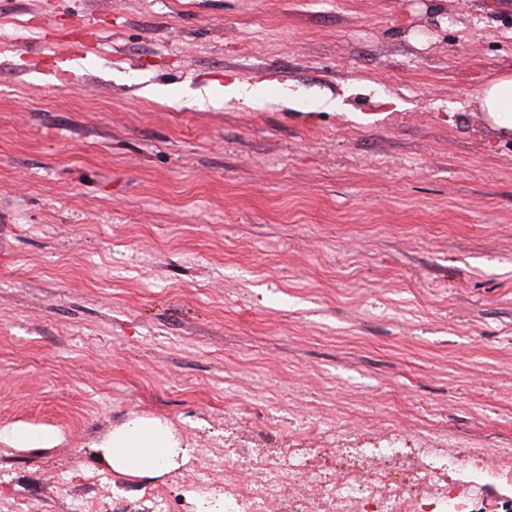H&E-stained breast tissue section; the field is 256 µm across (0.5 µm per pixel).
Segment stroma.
<instances>
[{
  "instance_id": "1",
  "label": "stroma",
  "mask_w": 512,
  "mask_h": 512,
  "mask_svg": "<svg viewBox=\"0 0 512 512\" xmlns=\"http://www.w3.org/2000/svg\"><path fill=\"white\" fill-rule=\"evenodd\" d=\"M505 74L512 0H0V512H218L323 424L512 452ZM135 416L190 462L114 472ZM481 108L492 125L505 132L512 131V77L492 79L481 94Z\"/></svg>"
}]
</instances>
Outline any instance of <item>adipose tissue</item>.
<instances>
[{"mask_svg": "<svg viewBox=\"0 0 512 512\" xmlns=\"http://www.w3.org/2000/svg\"><path fill=\"white\" fill-rule=\"evenodd\" d=\"M481 108L492 125L512 131V77L492 79L481 94ZM114 472L139 475L167 471L185 463L187 451L174 429L158 419L136 417L113 429L100 445Z\"/></svg>", "mask_w": 512, "mask_h": 512, "instance_id": "ef3b65f1", "label": "adipose tissue"}]
</instances>
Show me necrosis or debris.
Segmentation results:
<instances>
[{
	"label": "necrosis or debris",
	"mask_w": 512,
	"mask_h": 512,
	"mask_svg": "<svg viewBox=\"0 0 512 512\" xmlns=\"http://www.w3.org/2000/svg\"><path fill=\"white\" fill-rule=\"evenodd\" d=\"M426 457L425 469L403 481L393 480L382 468L353 467L334 476L314 461L303 460L299 470L317 491L306 502L292 497L281 462L271 458L254 467L246 484H225L224 497L228 512H264L272 503L287 505L288 512H472L482 483L503 478L512 484L511 455L491 462L481 452L448 458L430 450ZM445 467L457 471L455 482L434 478V471Z\"/></svg>",
	"instance_id": "obj_1"
}]
</instances>
